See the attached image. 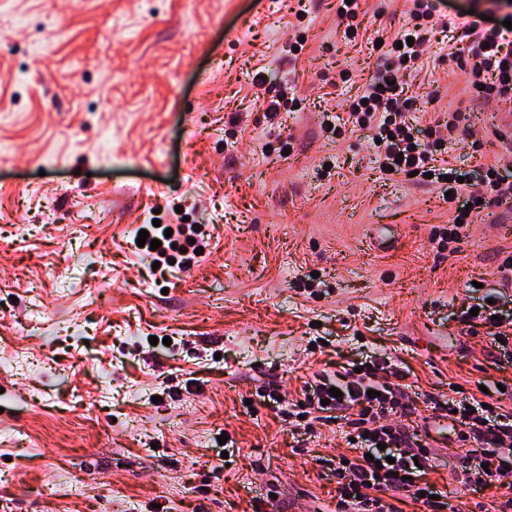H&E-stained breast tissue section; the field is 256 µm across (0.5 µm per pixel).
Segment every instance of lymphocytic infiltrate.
<instances>
[{"instance_id": "obj_1", "label": "lymphocytic infiltrate", "mask_w": 512, "mask_h": 512, "mask_svg": "<svg viewBox=\"0 0 512 512\" xmlns=\"http://www.w3.org/2000/svg\"><path fill=\"white\" fill-rule=\"evenodd\" d=\"M412 28L398 34V46L389 47L350 104L348 120L369 131L382 172L416 173L420 180L445 183L453 195L467 194L471 206L458 211L437 244L450 250L483 209L512 198V181L500 165L487 166L482 174H461L459 169L437 166L447 151L461 119L449 113L443 123L429 126V140L416 144L410 131L407 79L423 65L428 39L426 28L433 15L431 0H411ZM462 43L451 57L464 66L467 83L479 98L512 102V30L473 14L460 29ZM465 325H485L502 343L503 357L512 356V306L501 297L479 306L477 315H463ZM409 366L397 357H382L336 370L313 372L301 388L299 402H287L279 385L260 386L262 405H274L287 417L293 434L312 435L317 426L336 424L348 445L342 455L319 458L328 480L336 484L333 512H402L403 499H411L419 512H450L447 490L430 475L436 457L411 423L418 408L407 379ZM339 396H331L330 388ZM425 404L434 413L447 414L459 441L476 444L477 460L462 458L455 479L463 489L479 492L500 488L495 512H512V407L483 403L475 396L449 398L428 393Z\"/></svg>"}]
</instances>
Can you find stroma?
Masks as SVG:
<instances>
[{
  "mask_svg": "<svg viewBox=\"0 0 512 512\" xmlns=\"http://www.w3.org/2000/svg\"><path fill=\"white\" fill-rule=\"evenodd\" d=\"M359 3L350 43L339 0H0V512H316L336 491L314 458L340 433L294 447L259 386L387 354L422 393L512 389L485 327L461 325L485 294L512 300V199L438 251L439 184L321 127L409 23L410 0ZM430 44L415 137L456 109L451 164L512 155L447 33ZM157 219L205 249L164 281L136 245ZM416 424L458 512H493L497 489L454 480L470 446L430 409Z\"/></svg>",
  "mask_w": 512,
  "mask_h": 512,
  "instance_id": "1",
  "label": "stroma"
}]
</instances>
